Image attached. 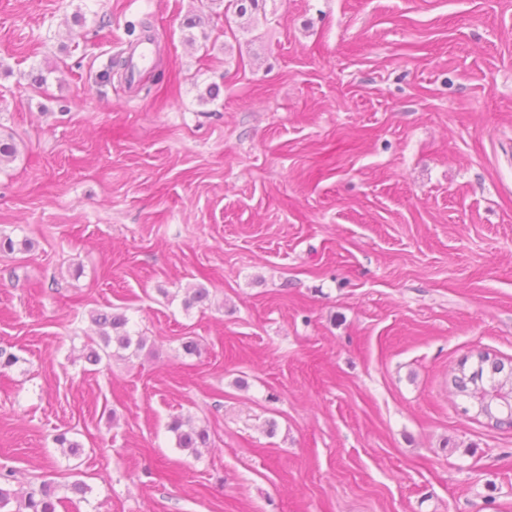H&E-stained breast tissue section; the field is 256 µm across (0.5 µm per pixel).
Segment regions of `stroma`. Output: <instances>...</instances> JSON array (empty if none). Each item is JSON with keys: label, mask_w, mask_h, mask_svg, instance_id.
Returning <instances> with one entry per match:
<instances>
[{"label": "stroma", "mask_w": 512, "mask_h": 512, "mask_svg": "<svg viewBox=\"0 0 512 512\" xmlns=\"http://www.w3.org/2000/svg\"><path fill=\"white\" fill-rule=\"evenodd\" d=\"M226 2L0 0V473L75 512H512V427L452 384L512 364V0ZM141 23L132 93L100 75ZM107 309L146 345L94 367ZM169 430L175 434L178 448L197 454L198 448H207L209 445L208 431L193 425L189 419H174L169 425ZM67 490L72 497L59 496L56 487L52 486L50 482H44L38 492H30L26 495L23 503H19L17 511L68 512L69 507L76 506V500L85 498L87 486L80 481H75L67 487Z\"/></svg>", "instance_id": "obj_1"}]
</instances>
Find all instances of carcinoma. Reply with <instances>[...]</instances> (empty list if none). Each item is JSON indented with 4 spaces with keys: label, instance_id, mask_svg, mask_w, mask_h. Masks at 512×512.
I'll return each instance as SVG.
<instances>
[{
    "label": "carcinoma",
    "instance_id": "carcinoma-1",
    "mask_svg": "<svg viewBox=\"0 0 512 512\" xmlns=\"http://www.w3.org/2000/svg\"><path fill=\"white\" fill-rule=\"evenodd\" d=\"M91 320L98 327L100 342L87 347L84 358L89 364L99 365L103 359L112 357V346L118 351L143 347L142 337L131 336L129 319L124 313L97 311L91 314ZM487 361V354L478 355V367L469 374L463 372L454 377L453 385L460 395L475 405L478 415L491 423H498L503 414L512 417V368L507 370L503 364L494 363L490 375L486 377L483 364ZM169 430L175 434L178 447L195 454L209 445L208 431L193 425L188 419L173 420ZM55 444L65 455L76 458L82 453V445L68 438L65 432L56 435ZM10 477L9 472L0 474V512L17 499V493L10 488ZM67 490L69 495L62 497L56 492V487L45 482L38 491L26 495L24 501L19 503L18 512H69L76 501L84 498L87 486L75 481Z\"/></svg>",
    "mask_w": 512,
    "mask_h": 512
}]
</instances>
